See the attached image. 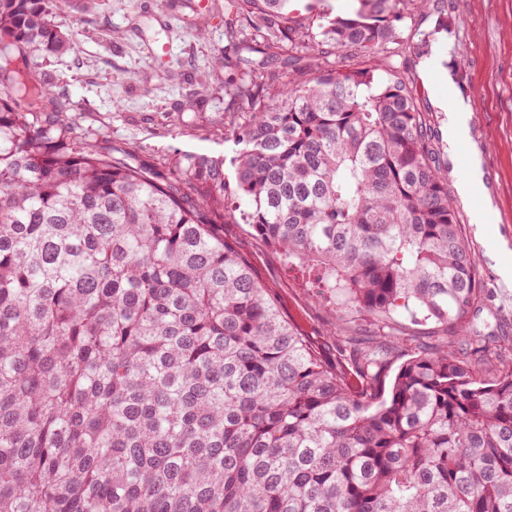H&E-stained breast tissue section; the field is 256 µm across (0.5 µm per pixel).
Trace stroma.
Wrapping results in <instances>:
<instances>
[{
  "mask_svg": "<svg viewBox=\"0 0 512 512\" xmlns=\"http://www.w3.org/2000/svg\"><path fill=\"white\" fill-rule=\"evenodd\" d=\"M151 7L154 15L146 18L141 0H93L87 12L68 0L55 21L72 34L74 50L40 61L35 74L51 76L58 101L79 127H93L113 146L135 149L141 159L176 148L224 154V80L212 77L206 90L197 88L198 78L209 74L224 51V16L201 18L181 0H151ZM445 8L450 32L434 33V10L411 11L393 50L411 56L413 43L425 33L434 35L428 55L408 76L423 93L433 143L448 164V192L479 264L484 295L477 317L491 319L496 335L512 339V295L500 289L501 270L512 269V0H446ZM200 25L206 30L202 41L195 36ZM156 38L170 44L165 60H153L148 52ZM117 68L127 71L126 81H113ZM452 88L468 112V138L460 147L448 143ZM190 99L196 110H184ZM475 160L484 191L466 200L461 187ZM224 238L283 315L326 361L335 362L326 307L288 275L279 255L247 225H225Z\"/></svg>",
  "mask_w": 512,
  "mask_h": 512,
  "instance_id": "1",
  "label": "stroma"
}]
</instances>
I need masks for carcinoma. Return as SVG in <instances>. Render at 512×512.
Wrapping results in <instances>:
<instances>
[{
  "instance_id": "cac0c4a2",
  "label": "carcinoma",
  "mask_w": 512,
  "mask_h": 512,
  "mask_svg": "<svg viewBox=\"0 0 512 512\" xmlns=\"http://www.w3.org/2000/svg\"><path fill=\"white\" fill-rule=\"evenodd\" d=\"M291 2L224 0L232 155L171 165L76 132L32 78L71 50L59 0H0V512H512V343L473 322L479 268L387 50L434 0L307 27ZM224 223L332 304L348 361ZM405 312L457 336L418 344ZM224 240L235 245L255 280L275 297L283 315L315 345L321 356L336 363V336L326 330L327 308L288 275L279 255L253 236L246 224H223Z\"/></svg>"
}]
</instances>
